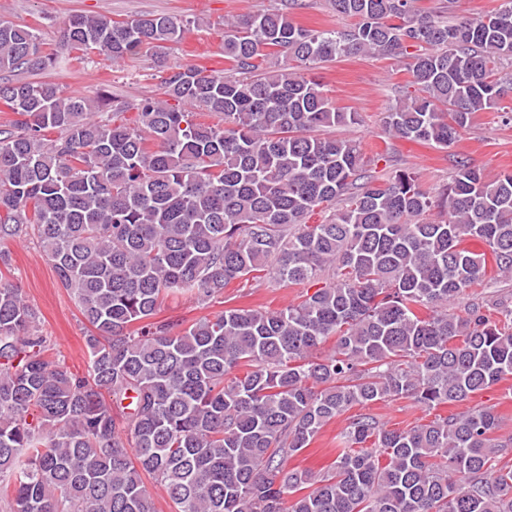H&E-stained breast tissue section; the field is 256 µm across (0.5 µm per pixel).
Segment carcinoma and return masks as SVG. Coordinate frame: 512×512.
<instances>
[{
	"label": "carcinoma",
	"instance_id": "1",
	"mask_svg": "<svg viewBox=\"0 0 512 512\" xmlns=\"http://www.w3.org/2000/svg\"><path fill=\"white\" fill-rule=\"evenodd\" d=\"M417 3L330 0L356 20L349 30L303 28L285 8L227 18V68L160 59L159 93L112 98L110 118L102 96L0 81L14 115L0 125V244L37 237L89 353L83 373L50 355L0 272L6 512H156L150 482L174 512H512V466L500 464L512 439L497 438L491 408L408 430L364 414L332 473L287 467L353 406L405 397L430 410L512 376V305L448 311L487 260L512 279V174L459 161L438 195L412 172L381 180L359 143L336 137L357 113L308 76L349 55L406 59L415 90L385 130L454 144L512 93V0L472 20ZM191 24L204 19L80 13L62 37L77 58L117 63ZM54 62L33 29L0 21V72ZM322 205L329 214L307 223ZM248 276L315 290L275 312L155 319L170 296L210 301Z\"/></svg>",
	"mask_w": 512,
	"mask_h": 512
}]
</instances>
